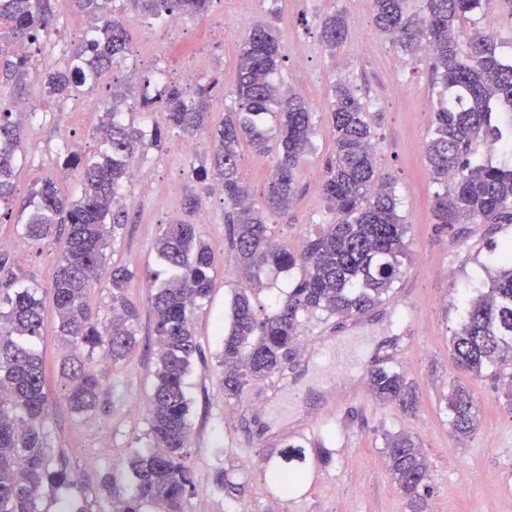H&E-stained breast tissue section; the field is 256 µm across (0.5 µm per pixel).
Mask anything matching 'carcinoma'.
I'll use <instances>...</instances> for the list:
<instances>
[{
  "label": "carcinoma",
  "instance_id": "1",
  "mask_svg": "<svg viewBox=\"0 0 512 512\" xmlns=\"http://www.w3.org/2000/svg\"><path fill=\"white\" fill-rule=\"evenodd\" d=\"M88 26L74 39L65 64L45 73L50 99L77 97L102 84L105 76L131 52V37L113 9L115 0H73ZM142 13L156 22L167 16L204 14L213 0H136ZM412 0H372L375 24L409 58L425 52L432 60L437 98L434 122L425 143L432 179L444 185L432 203L434 223L455 229L475 220L512 223V61L498 52L495 37L462 23L478 13L483 0H424L414 11ZM50 0H0V76L20 83L30 56L16 46L37 44L54 28ZM348 22L338 11L320 23L324 47L342 45ZM281 50L271 30L253 26L241 41L233 93L236 109L214 124L210 101L223 90L220 82L187 87L167 82L158 95H142L145 116L161 114L164 124L151 130L126 117L127 94L118 80L98 100L99 121L92 136L93 153L61 150V172L81 171L75 197L61 191L54 176L32 188L24 208L29 215L20 233L34 242L62 236L66 247L49 289L58 320V335L67 347L60 361L64 399L79 416L98 410L102 382L98 359L125 363L138 347V309L127 297L133 271L107 269L106 249L127 223L123 193L130 182L131 160L157 144L163 130L173 129L193 140L206 132L212 150L209 165L191 167L200 183L216 179L224 193L228 240L238 256L240 277L233 291L230 316L222 331L218 357L224 395L241 397L256 380L285 371L298 350L306 316L357 317L393 296L408 257V225L399 214L395 182L375 174L376 139L373 115L357 87L347 81L333 86L328 111L333 160L327 167L323 194L332 222L322 225L295 252L273 242L272 215L288 210L294 196L295 170L312 147L313 113L305 100L285 91L274 75ZM30 122L17 119L15 103L0 98V220L11 216L14 180L25 162ZM275 138L277 163L263 199L255 201L238 176L242 145L269 151ZM485 147L479 151L477 146ZM154 250L167 272L146 275L155 286L150 312L157 365L147 406L149 445L135 448L124 469L134 492L112 501V512H186L195 491L189 463V402L184 379L197 353L193 311L212 288L213 256L196 225L181 220L167 224ZM497 269L463 303L448 351L457 369L475 377H497L508 384L506 406L512 408V240L494 251ZM274 266L300 269L301 277L273 312L259 315L252 295L262 286L261 273ZM107 282L110 316L98 320L88 302L90 291ZM41 289L14 270L11 254L0 247V512H40L42 497L59 486L78 489L77 477L63 458L46 453L45 421L49 403L42 361L37 350L43 336ZM372 396L404 411L417 407V391L393 365L368 373ZM448 424L466 437L480 419L470 390L453 384L446 396ZM383 454L392 481L408 498L412 512H423L429 491V466L415 437L402 430L385 435ZM298 468H274L276 491L286 496L300 484Z\"/></svg>",
  "mask_w": 512,
  "mask_h": 512
}]
</instances>
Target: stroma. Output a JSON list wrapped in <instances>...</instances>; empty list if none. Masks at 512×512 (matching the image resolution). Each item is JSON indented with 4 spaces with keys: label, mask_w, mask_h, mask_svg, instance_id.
<instances>
[{
    "label": "stroma",
    "mask_w": 512,
    "mask_h": 512,
    "mask_svg": "<svg viewBox=\"0 0 512 512\" xmlns=\"http://www.w3.org/2000/svg\"><path fill=\"white\" fill-rule=\"evenodd\" d=\"M52 2L56 34L33 47L22 87L0 86V94L27 100L41 115L37 153L15 178L18 205L49 175L58 176L65 193L78 189L77 171H59L61 142L86 152L97 147L91 137L97 112L79 111L76 98L72 111H62L60 101L41 90L44 73L63 63L72 40L86 26L83 13L63 0ZM116 6L132 38V52L118 72L131 98H139L158 71L176 82L186 65L201 57L207 62L202 80L217 77L224 83L223 92L211 101L217 120L234 105L239 42L214 38V27L230 13L241 28L263 24L273 29L283 55L278 81L288 86L302 78L316 128L315 148L295 171L293 203L287 212L270 218L276 238L294 250L330 219L322 182L333 155L327 110L332 87L340 80L358 86L374 115L377 170L396 181L400 213L409 226L411 260L389 301L353 318H304L305 353L283 374L253 382L241 399L226 398L218 369L219 327L228 317L238 283V260L227 241L224 197L204 195L201 209L186 214V194L202 189L191 168L204 162L209 138L199 135L198 151L187 155L181 149L183 136L166 131L160 143L147 147L134 162L149 170L150 177L128 184L129 221L107 250L108 266L137 271L127 296L141 317L139 346L130 360L97 366L103 389L96 415L77 417L63 399L59 367L64 347L53 309L44 312L39 352L50 399L48 452L65 454L69 469L80 477L86 512H110L107 497L98 493L107 474L119 477L115 494L128 496L124 462L132 449L149 443L146 408L156 355L150 291L142 274L160 272L154 242L165 224L184 218L195 224L214 256L212 290L194 314L199 351L186 379L196 484L187 512H268L273 503L279 512H409L383 456L384 433L399 430L415 436L428 459L427 512H512V410L505 406L503 385L488 377L470 378L455 367L448 352L457 305L483 280L481 265L492 247L512 239V224H465L452 232L434 224L432 203L443 186L432 180L424 154L433 121L431 110L421 107L433 95L429 59L405 56L376 28L371 0H214L207 14L185 16L184 35L177 41L148 24L135 0H117ZM335 11L345 14L349 34L331 53L322 44L319 22ZM275 163V154L242 148L238 171L253 198L262 199ZM24 220L17 211L0 223V242L13 254L18 275L50 288L63 243L25 239L18 230ZM383 362L399 366L414 383L415 414L372 398L367 374ZM455 383L471 388L480 411L479 432L465 438L451 432L445 411L444 396ZM294 441L311 449L325 445L332 449L333 460L324 466L304 464L301 485L282 497L269 479V467L282 465L281 453ZM220 468L240 485V494L230 497L214 490Z\"/></svg>",
    "instance_id": "obj_1"
}]
</instances>
